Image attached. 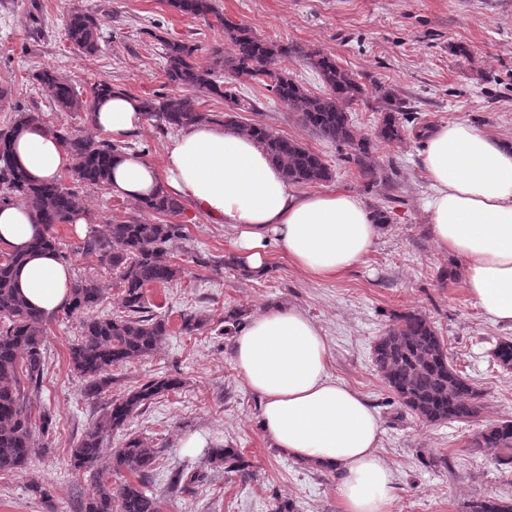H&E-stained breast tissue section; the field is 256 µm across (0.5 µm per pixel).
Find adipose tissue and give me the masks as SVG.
<instances>
[{
  "label": "adipose tissue",
  "instance_id": "adipose-tissue-1",
  "mask_svg": "<svg viewBox=\"0 0 512 512\" xmlns=\"http://www.w3.org/2000/svg\"><path fill=\"white\" fill-rule=\"evenodd\" d=\"M145 122L136 98L113 93L93 125L122 140ZM13 156L31 180L53 183L73 165L56 132L26 127ZM433 194L427 205L438 249L463 261L464 286L490 320L512 324V142L463 121L427 137L423 159ZM111 195L132 201L167 190L233 233L235 261L253 275L268 269L270 248L308 275L336 278L363 262L381 230L373 211L341 191L296 194L251 137L220 123L183 129L157 168L139 153L112 163ZM45 228L24 203L0 206V250L23 255L16 285L33 307L54 313L68 306L70 265L32 242ZM243 386L260 403V424L271 447L336 472L341 512H393L392 471L379 451L380 419L370 402L329 373L325 340L296 305L267 308L233 340Z\"/></svg>",
  "mask_w": 512,
  "mask_h": 512
}]
</instances>
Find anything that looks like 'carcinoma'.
<instances>
[{
	"instance_id": "cac0c4a2",
	"label": "carcinoma",
	"mask_w": 512,
	"mask_h": 512,
	"mask_svg": "<svg viewBox=\"0 0 512 512\" xmlns=\"http://www.w3.org/2000/svg\"><path fill=\"white\" fill-rule=\"evenodd\" d=\"M168 4L206 22L214 17L224 29V39L230 42L232 52L226 56L222 50L213 49V65L204 67L195 62L198 46L178 38L157 37L162 46L165 77L173 92L142 98L140 104L159 129H184L213 120V115L198 108L196 93L214 94L232 104L230 111L224 113L223 124L238 128L259 142L290 183L315 185L328 181L331 173L323 157L300 141L260 122L238 124L237 112H251L254 105L237 93L235 84L254 81L288 105L316 137L349 147L364 179L377 183L376 168L366 162L373 140L395 144L405 136L390 89L375 87L387 108L375 139L361 137L354 130L348 108L365 91L335 55L320 50L306 54L307 63L329 89L328 95L315 96L280 66L281 59L288 56V48L224 18L216 0H168ZM64 34L74 50L94 55L100 50L102 21L89 11H74L66 21ZM35 80L54 106L65 112H83L89 118L96 101L115 90L112 82L101 80L84 97L73 82L47 68L39 71ZM14 112V119L0 127V204L23 202L45 226L44 234L33 242L32 248L52 249L65 261L68 255L50 229L70 223L84 209L79 187L106 186L112 161L122 153V146L59 130V138L75 161L71 183L35 184L14 159L11 144L19 128L40 121V115L17 108ZM140 208L172 216L183 210V204L179 197L163 191ZM183 237L181 224L145 223L133 218L106 225L104 232L86 242L85 248L97 253L101 264L118 276L123 307V311L108 317L89 315L101 302L102 289L93 277L74 281L71 305L64 313L85 314L87 318L82 322L80 339L70 348L69 358L73 370L88 381L90 392L96 394L108 385L112 368L150 356L165 342L168 319L150 313L145 289L168 285L181 276V268L169 258V245ZM20 261L10 253L0 259V475L24 470L38 451L50 452L45 446L37 448L36 435L49 436L52 418L46 413L34 417L28 402V392L39 388L44 378L47 315L29 307L14 287L13 272ZM490 357L491 364L512 369V338H492ZM373 362L398 403L422 424L469 423L482 415V392L450 361L443 336L420 312L406 310L395 315L393 324L373 346ZM181 384L177 378L148 380L112 399L101 420L70 449L72 468L95 469L106 437L125 431L142 406ZM472 445L495 450L501 470L512 474L511 419L485 426ZM163 454V449L146 439L126 437L112 449L107 464L96 469L95 491L82 502V512H162L161 497L152 488L150 478L164 460ZM206 462L213 471L222 469L227 474L250 477V464L236 448L215 447ZM208 470L178 468L176 484L189 492L209 478ZM465 512H512V500L477 498L467 503Z\"/></svg>"
}]
</instances>
